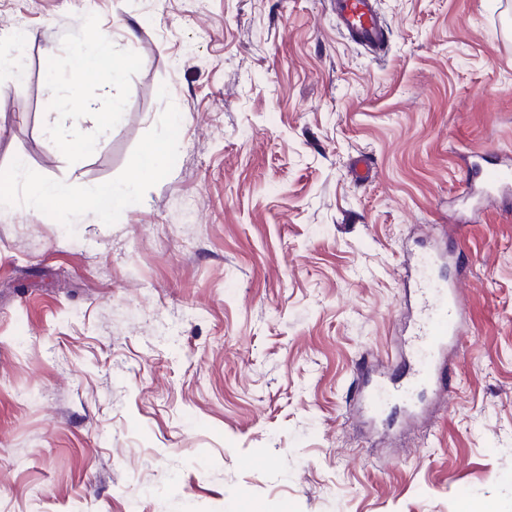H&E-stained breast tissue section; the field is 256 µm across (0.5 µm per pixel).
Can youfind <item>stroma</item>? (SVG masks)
Returning a JSON list of instances; mask_svg holds the SVG:
<instances>
[{
    "label": "stroma",
    "mask_w": 512,
    "mask_h": 512,
    "mask_svg": "<svg viewBox=\"0 0 512 512\" xmlns=\"http://www.w3.org/2000/svg\"><path fill=\"white\" fill-rule=\"evenodd\" d=\"M379 7L376 57L328 0H0V512H512V199L468 192L512 153V0ZM100 36L89 153L79 103L69 141L42 116L98 94ZM433 251L465 282L451 390L359 415ZM86 65L98 73L102 80V91L105 96H112L120 66L115 62L112 45L106 38H101L85 57ZM85 122L91 125V135L83 141L86 150L95 149L100 143L108 140L112 136V130L115 123V116L110 112H103L96 101H87L83 105V111L80 112ZM31 194L35 202H40L46 198L59 197L65 199L74 207H79L88 201H98L102 203L107 200L110 203H114L120 201L123 197V192L112 187V185H103L94 188L73 185L69 189H63L51 182L34 184Z\"/></svg>",
    "instance_id": "1"
}]
</instances>
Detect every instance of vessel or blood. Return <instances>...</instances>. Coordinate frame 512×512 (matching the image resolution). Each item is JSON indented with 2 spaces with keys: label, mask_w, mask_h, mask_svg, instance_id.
Masks as SVG:
<instances>
[{
  "label": "vessel or blood",
  "mask_w": 512,
  "mask_h": 512,
  "mask_svg": "<svg viewBox=\"0 0 512 512\" xmlns=\"http://www.w3.org/2000/svg\"><path fill=\"white\" fill-rule=\"evenodd\" d=\"M338 29L351 43L372 54L383 52L388 27L378 12V0H334ZM480 196L492 202L512 196V166L492 167L481 173ZM463 283H437L423 278L418 288L419 313L411 338L412 358L396 357L374 368V385L362 389L365 408L377 411L393 401L414 404L427 386H443L448 353L460 339L467 309L462 301Z\"/></svg>",
  "instance_id": "b4317fda"
}]
</instances>
